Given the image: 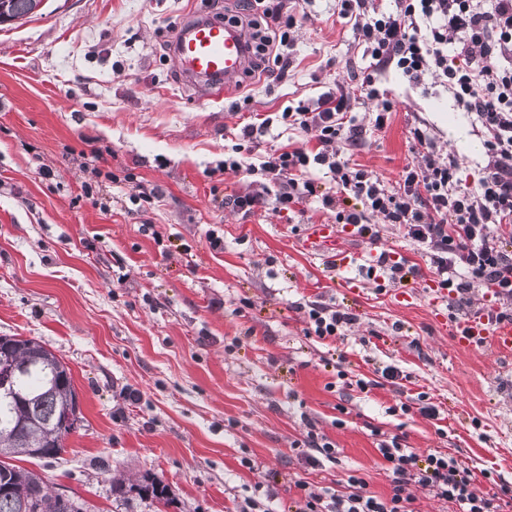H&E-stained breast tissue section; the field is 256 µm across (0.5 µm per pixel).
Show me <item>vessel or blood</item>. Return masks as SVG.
Masks as SVG:
<instances>
[{
    "label": "vessel or blood",
    "mask_w": 512,
    "mask_h": 512,
    "mask_svg": "<svg viewBox=\"0 0 512 512\" xmlns=\"http://www.w3.org/2000/svg\"><path fill=\"white\" fill-rule=\"evenodd\" d=\"M171 53L181 78L217 99L225 87L246 76L252 48L240 25L194 16L178 30ZM451 333L456 344L465 348L512 353V321L492 323L479 312L453 324Z\"/></svg>",
    "instance_id": "1"
}]
</instances>
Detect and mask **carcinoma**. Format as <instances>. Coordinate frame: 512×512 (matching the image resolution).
Here are the masks:
<instances>
[{
	"mask_svg": "<svg viewBox=\"0 0 512 512\" xmlns=\"http://www.w3.org/2000/svg\"><path fill=\"white\" fill-rule=\"evenodd\" d=\"M44 0H0L17 20L42 11ZM12 358L17 372L12 380L15 397L0 395V512H80L74 501L54 496L46 478L10 463L35 450L54 458L64 449L65 438L81 421L79 397L70 369L35 339L0 336V355ZM73 422L68 424V417ZM137 492L142 499L168 502L167 488L154 478L138 482L119 473L112 477V493Z\"/></svg>",
	"mask_w": 512,
	"mask_h": 512,
	"instance_id": "obj_1",
	"label": "carcinoma"
}]
</instances>
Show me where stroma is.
Wrapping results in <instances>:
<instances>
[{
  "instance_id": "obj_1",
  "label": "stroma",
  "mask_w": 512,
  "mask_h": 512,
  "mask_svg": "<svg viewBox=\"0 0 512 512\" xmlns=\"http://www.w3.org/2000/svg\"><path fill=\"white\" fill-rule=\"evenodd\" d=\"M45 3L43 15L0 27V336L52 350L71 371L83 419L61 455L22 468L84 512H238L259 483L274 512H288L299 482L330 486L354 470L388 496L375 426L418 453L449 451L512 483V358L457 346L434 320L447 300L433 301L421 283L403 304L384 280L345 291L328 265L337 250L391 249L430 280L426 257L398 227L380 225L374 244L344 229L334 247L315 250L307 227L330 216L245 218L221 203L248 187L218 171L240 123L350 85L369 66L336 0L305 5L286 81L243 80L217 100L181 80L170 44L188 17L235 15L236 0ZM248 89L249 105L225 111ZM379 89L395 108L378 131L368 126L371 104L355 103L368 141L355 164L395 185L411 159L409 129L423 122L455 153L463 181L477 180L483 153L468 145L481 135L446 95L408 89L392 70ZM94 148L102 175L87 197L79 164ZM135 181L161 197L139 208L129 199ZM308 300L359 321L333 342L305 335L296 305ZM339 361L374 381L371 392L336 385ZM388 365L402 378H382ZM423 391L439 419L390 414ZM310 424L336 442L335 461L312 465L293 451ZM118 470L160 480L168 504L115 499Z\"/></svg>"
}]
</instances>
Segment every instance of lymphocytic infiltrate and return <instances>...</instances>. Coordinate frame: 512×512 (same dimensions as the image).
<instances>
[{"mask_svg":"<svg viewBox=\"0 0 512 512\" xmlns=\"http://www.w3.org/2000/svg\"><path fill=\"white\" fill-rule=\"evenodd\" d=\"M288 0H238L244 17L261 13L257 51L267 71L286 76L298 26ZM338 16L351 26L371 62L357 74L355 90L337 86L306 103L288 105L238 132L224 168L256 184L252 191L225 197L243 216L263 208L293 211L303 204L332 213L369 241L379 223L398 226L429 259L440 288L467 306L472 288H492L495 303L484 305L489 320L512 318V0H393L387 8L369 0H338ZM394 67L409 87L442 90L456 108L473 117L483 138L487 163L474 184L462 183L455 154L443 153L427 127L411 130L414 155L396 186L352 166L349 150L361 144L363 126L352 113L356 98L377 104L373 125L383 129L393 110L383 98L377 74ZM315 139L314 148L291 146L267 152L259 164L245 163L273 125ZM306 335L334 339L355 324V314L319 301L304 304ZM378 437L391 490L373 494L354 473L338 487L319 490L300 484L295 512H418L416 492L428 490L457 512H504L512 508V484L494 492L475 487L474 471L449 453L418 454L399 436Z\"/></svg>","mask_w":512,"mask_h":512,"instance_id":"obj_1","label":"lymphocytic infiltrate"}]
</instances>
